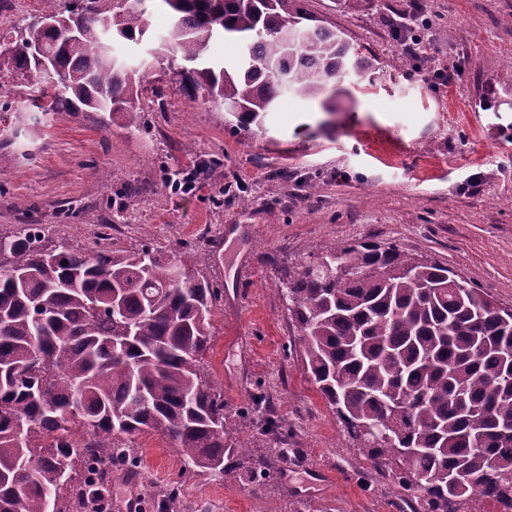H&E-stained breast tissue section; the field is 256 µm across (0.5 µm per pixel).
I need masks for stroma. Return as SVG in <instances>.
<instances>
[{"label": "stroma", "instance_id": "stroma-1", "mask_svg": "<svg viewBox=\"0 0 512 512\" xmlns=\"http://www.w3.org/2000/svg\"><path fill=\"white\" fill-rule=\"evenodd\" d=\"M410 0H303L358 44L375 85L337 78L329 103L283 96L261 123L189 99L165 57L161 95L124 115L44 113L28 80L0 73V237L38 224L47 248L150 247L179 257L216 294L202 367L224 392V427L270 460L250 482L185 469L167 437L136 434V464L112 477V512H423L388 466L346 432L304 369L275 291L286 268L358 241L444 263L512 308V0H432L433 57L394 66L392 29ZM450 68L438 84L436 69ZM203 169L195 190L169 175ZM484 177L480 190L466 186ZM263 395L269 410L254 408ZM286 443L287 462L277 455Z\"/></svg>", "mask_w": 512, "mask_h": 512}]
</instances>
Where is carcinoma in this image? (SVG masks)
<instances>
[{"instance_id": "1", "label": "carcinoma", "mask_w": 512, "mask_h": 512, "mask_svg": "<svg viewBox=\"0 0 512 512\" xmlns=\"http://www.w3.org/2000/svg\"><path fill=\"white\" fill-rule=\"evenodd\" d=\"M176 17L161 44L189 96L257 123L286 92L371 68L336 28L309 25L302 0H160ZM0 71L29 78L43 112H124L135 122L148 76L112 42L148 33L141 0H41ZM82 17L72 33L67 18ZM236 41L220 64L210 43ZM285 272L303 366L360 450L376 463L415 448L396 478L423 512H512V310L478 288L448 287V267L395 244L331 248ZM216 296L179 260L144 247L75 253L42 227L0 237V512H76L107 472L134 460L127 439L166 435L188 467L250 481L267 470L224 438V394L201 373ZM372 433L361 434L357 424ZM103 465L86 476L89 459ZM468 480L457 490L448 474Z\"/></svg>"}]
</instances>
